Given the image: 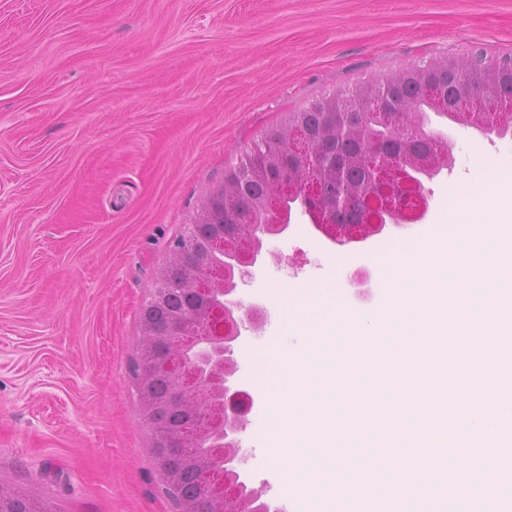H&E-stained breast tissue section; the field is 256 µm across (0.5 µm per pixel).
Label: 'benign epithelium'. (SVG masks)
I'll return each instance as SVG.
<instances>
[{
	"instance_id": "obj_1",
	"label": "benign epithelium",
	"mask_w": 512,
	"mask_h": 512,
	"mask_svg": "<svg viewBox=\"0 0 512 512\" xmlns=\"http://www.w3.org/2000/svg\"><path fill=\"white\" fill-rule=\"evenodd\" d=\"M459 104L455 112L467 116L471 112L482 115L488 132H499L512 122V89L476 86L465 76L459 78ZM374 184L362 201L365 223L336 224L331 219L333 205L326 202L319 191L317 177L288 185V191L270 202L265 210L267 223L250 225L248 237L251 257L243 251L242 239L224 233L222 225L213 232L210 253L235 255V269L208 257L190 255L188 243L193 240L197 225L189 224L182 237L170 246V255L181 261L186 276L175 283L164 274L156 277L151 298L160 301L174 288H183L203 304L175 314L163 325L142 326L143 343L159 357V367L168 377L170 392L165 400L169 407L196 408L192 436L176 426L170 429L165 444L166 453L160 470L173 483L179 476L174 463L183 459L189 446H205L211 459L210 471L205 476L198 498L173 509V512H261L265 509L263 496L241 480L239 464L242 449L236 434L245 420V407L239 401L243 390L231 386L230 379L239 371L235 348L242 337V329L258 332L263 328L265 311L252 306L246 318L235 316L241 305L227 299L236 288L235 278L250 274L262 248V234H281L288 228L289 214L297 212L318 229L326 228V237L334 244L365 240L375 230L382 231L388 224L419 221L427 211V198L421 183L407 176L408 158L373 162Z\"/></svg>"
}]
</instances>
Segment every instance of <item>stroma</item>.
I'll use <instances>...</instances> for the list:
<instances>
[{
  "instance_id": "35a3bbf8",
  "label": "stroma",
  "mask_w": 512,
  "mask_h": 512,
  "mask_svg": "<svg viewBox=\"0 0 512 512\" xmlns=\"http://www.w3.org/2000/svg\"><path fill=\"white\" fill-rule=\"evenodd\" d=\"M512 54V0H0V485L57 512H167L131 367L139 314L169 246L255 142L315 99L473 52ZM455 163L429 182L424 224H444L481 177L507 179L512 138L433 118ZM390 227L330 244L312 225L268 236L269 259L238 282L264 306L244 337L242 387L254 406L239 434L246 477L272 505L288 475L269 457L258 383L300 302L332 289L350 309L384 303ZM406 414L446 430L403 369L382 372Z\"/></svg>"
}]
</instances>
